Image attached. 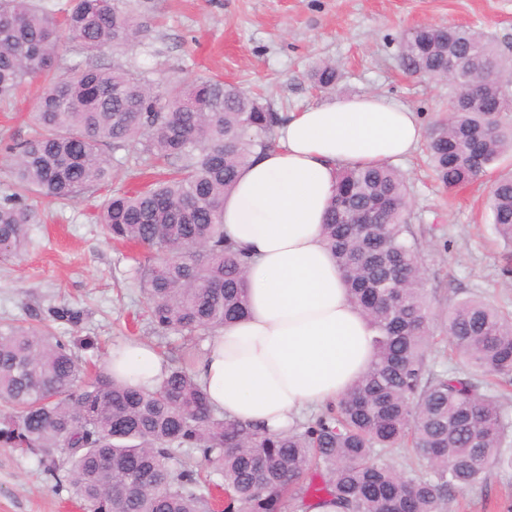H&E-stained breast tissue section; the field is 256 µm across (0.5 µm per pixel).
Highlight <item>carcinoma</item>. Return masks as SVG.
<instances>
[{
  "label": "carcinoma",
  "mask_w": 512,
  "mask_h": 512,
  "mask_svg": "<svg viewBox=\"0 0 512 512\" xmlns=\"http://www.w3.org/2000/svg\"><path fill=\"white\" fill-rule=\"evenodd\" d=\"M143 28L123 0H72L62 19L37 0H0V100L42 78L37 129L10 148L18 187L0 203V260L17 257L36 208L27 194L64 200L94 193L111 177L112 156L130 144L158 164V179L117 190L100 204L109 239L146 249L132 278L154 329L187 342L246 310L248 264L224 237V195L255 155L277 147L284 117L228 83L155 85L97 61L128 48ZM81 61L60 75L62 36ZM411 76L450 79L448 118L427 150L448 190L468 187L512 154V57L470 27L420 25L400 42ZM314 87L336 89L323 62ZM408 185L389 163L341 169L323 235L352 301L376 336L366 372L336 403L288 432L271 433L214 412L194 378L196 355L176 354L162 384L134 388L105 366L87 371L72 340L47 330H0V447L36 457L84 512H308L325 499L342 512H441L488 470L512 469V415L476 375L512 385V315L471 296L442 322L463 366L429 365L434 332L424 292L421 245L409 227ZM494 232L512 245V170L492 181ZM374 215L381 224H363ZM57 320L77 326L68 306ZM409 443L421 477L380 456Z\"/></svg>",
  "instance_id": "obj_1"
}]
</instances>
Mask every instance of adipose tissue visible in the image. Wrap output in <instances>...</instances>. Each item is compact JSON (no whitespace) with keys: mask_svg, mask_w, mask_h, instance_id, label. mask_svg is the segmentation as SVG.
Masks as SVG:
<instances>
[{"mask_svg":"<svg viewBox=\"0 0 512 512\" xmlns=\"http://www.w3.org/2000/svg\"><path fill=\"white\" fill-rule=\"evenodd\" d=\"M416 112L383 94L337 97L290 113L278 146L224 198L225 236L249 256L244 318L219 329L196 368L213 409L273 431L336 402L367 369L374 330L350 300L322 224L345 167L412 154ZM167 368L151 347L112 351V373L152 388Z\"/></svg>","mask_w":512,"mask_h":512,"instance_id":"adipose-tissue-1","label":"adipose tissue"}]
</instances>
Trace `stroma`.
Returning a JSON list of instances; mask_svg holds the SVG:
<instances>
[{
	"label": "stroma",
	"mask_w": 512,
	"mask_h": 512,
	"mask_svg": "<svg viewBox=\"0 0 512 512\" xmlns=\"http://www.w3.org/2000/svg\"><path fill=\"white\" fill-rule=\"evenodd\" d=\"M138 17L140 42L103 52L104 64L160 84L232 83L260 94L284 116L335 94L382 93L415 110L424 129H432L450 107L452 87L403 71L400 40L418 25L474 27L512 55V0H140ZM323 61L340 73L335 92L311 86L309 73ZM40 92L34 81L11 102L0 101V201L14 191L9 149L29 137ZM396 166L408 181L410 229L423 244L433 326L471 294L512 313V247L497 241L489 220V177L448 192L435 180L422 144ZM146 169L138 147L115 152L113 188L140 187ZM102 198L98 192L38 201L26 252L0 265V325L48 322L56 333L92 337L94 349L82 356L97 365L130 342L160 354L167 350L130 278L139 252L114 245L93 218ZM63 302L83 310L80 326L51 322L50 308ZM0 512L82 510L67 490H54L33 458L0 447ZM444 512H512V470L490 469L473 489L449 497Z\"/></svg>",
	"instance_id": "1"
}]
</instances>
